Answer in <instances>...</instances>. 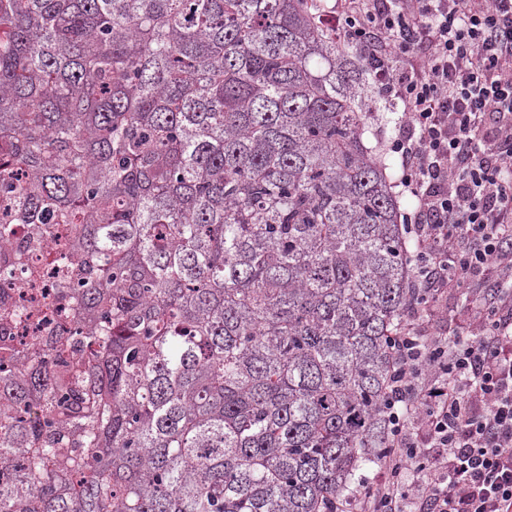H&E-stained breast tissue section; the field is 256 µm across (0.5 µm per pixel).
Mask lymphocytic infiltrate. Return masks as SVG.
<instances>
[{
    "instance_id": "1",
    "label": "lymphocytic infiltrate",
    "mask_w": 512,
    "mask_h": 512,
    "mask_svg": "<svg viewBox=\"0 0 512 512\" xmlns=\"http://www.w3.org/2000/svg\"><path fill=\"white\" fill-rule=\"evenodd\" d=\"M331 10L403 108L387 151L414 202L403 220L426 298L390 340L388 451L352 499L360 512H512V0Z\"/></svg>"
}]
</instances>
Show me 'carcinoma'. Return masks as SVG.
Masks as SVG:
<instances>
[{
    "instance_id": "carcinoma-1",
    "label": "carcinoma",
    "mask_w": 512,
    "mask_h": 512,
    "mask_svg": "<svg viewBox=\"0 0 512 512\" xmlns=\"http://www.w3.org/2000/svg\"><path fill=\"white\" fill-rule=\"evenodd\" d=\"M325 0H0V250L69 224L0 357V512H336L422 306L375 75ZM68 225L49 224L48 233L42 241L34 247L26 248L29 261L19 277L24 279L18 280L14 288L12 286L0 290V305L25 307L30 311L28 319L24 316L9 328L0 331V352L2 346L19 348L21 344L34 339L45 340L47 333L40 322L44 317H55L63 322L66 320V323L72 321L69 310L67 317L57 312L58 306L53 300L58 267L42 256L48 253L52 256L60 252L72 255L73 243ZM26 274H29L27 278ZM31 284L33 288H28Z\"/></svg>"
}]
</instances>
